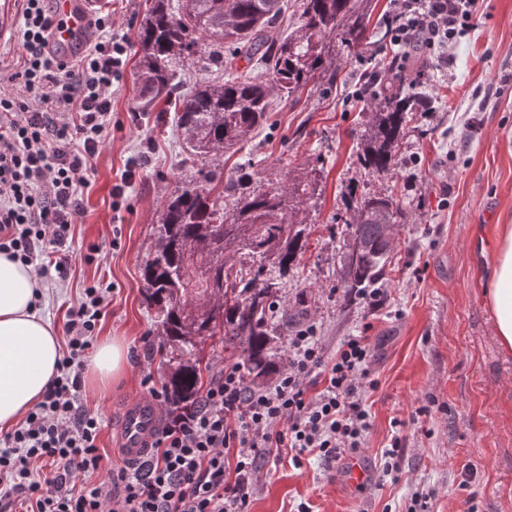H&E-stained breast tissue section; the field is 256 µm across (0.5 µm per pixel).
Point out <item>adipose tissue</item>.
I'll return each instance as SVG.
<instances>
[{"mask_svg": "<svg viewBox=\"0 0 512 512\" xmlns=\"http://www.w3.org/2000/svg\"><path fill=\"white\" fill-rule=\"evenodd\" d=\"M40 275L34 265L0 252V431L13 428L41 401L62 358L60 338L50 320L36 308ZM501 348L512 351V225H501L496 265L486 290ZM127 347L103 339L90 357V382L106 389L124 371Z\"/></svg>", "mask_w": 512, "mask_h": 512, "instance_id": "ef3b65f1", "label": "adipose tissue"}]
</instances>
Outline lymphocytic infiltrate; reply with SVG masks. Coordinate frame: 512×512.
<instances>
[{
  "instance_id": "1",
  "label": "lymphocytic infiltrate",
  "mask_w": 512,
  "mask_h": 512,
  "mask_svg": "<svg viewBox=\"0 0 512 512\" xmlns=\"http://www.w3.org/2000/svg\"><path fill=\"white\" fill-rule=\"evenodd\" d=\"M20 90L0 96V251L65 279L71 227L82 211L92 161L112 130V81L127 55L104 18L79 60H59L45 0H23ZM398 71L419 82L448 69L447 49L469 27L478 0H393ZM109 291L84 288L67 311L66 351L41 402L0 441V512H244L259 454L291 447L340 459L371 430L365 393L374 388L368 337L327 354L315 325L288 338V367L275 384L251 388L225 365L196 407L169 414L150 457L108 483L76 487L98 473L101 419L80 400L83 359ZM234 450L235 479L225 481Z\"/></svg>"
}]
</instances>
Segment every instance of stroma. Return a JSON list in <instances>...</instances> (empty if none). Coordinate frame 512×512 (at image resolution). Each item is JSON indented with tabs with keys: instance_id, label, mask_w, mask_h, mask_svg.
Returning a JSON list of instances; mask_svg holds the SVG:
<instances>
[{
	"instance_id": "stroma-1",
	"label": "stroma",
	"mask_w": 512,
	"mask_h": 512,
	"mask_svg": "<svg viewBox=\"0 0 512 512\" xmlns=\"http://www.w3.org/2000/svg\"><path fill=\"white\" fill-rule=\"evenodd\" d=\"M153 0H104L114 37L128 41L124 68L112 83V133L102 146L82 213L67 250L68 276L44 291L43 312L63 330L82 289L111 287L99 336L123 341L128 368L105 394L83 383L84 406L98 414L102 465L123 468L114 443L126 402L160 384L164 366L154 313L143 300L141 263L154 246L153 226L164 200L187 180L182 138L158 130L159 115L137 109L135 32ZM21 0H0L11 19L0 36V93L15 89L24 50L17 37ZM447 76L433 74L420 91L440 107L418 113L415 131L389 173L356 161L363 130L356 97L364 71L378 60L364 48L341 49L335 75L313 80L297 100L276 101L269 126L253 132L224 160L236 176L255 161L268 178L290 166L299 178L319 169L318 194L303 216L308 247L288 271L276 338V363L286 368L288 338L315 324L327 353L349 336H368L367 390L372 428L357 455L367 475L349 481L343 461L278 449L262 456L249 493V512H407L415 495L428 512H512V353L495 336L485 289L499 225L512 224V0H480L473 26L453 43ZM134 178L115 196L126 170ZM393 194L407 217L380 280L385 306L369 309L344 298L347 220L361 195ZM400 438V471H383L391 438Z\"/></svg>"
}]
</instances>
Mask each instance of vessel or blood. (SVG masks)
Wrapping results in <instances>:
<instances>
[{
    "label": "vessel or blood",
    "instance_id": "obj_1",
    "mask_svg": "<svg viewBox=\"0 0 512 512\" xmlns=\"http://www.w3.org/2000/svg\"><path fill=\"white\" fill-rule=\"evenodd\" d=\"M96 0H54L53 11L61 20L53 39L60 44H73L90 29ZM160 426V409L151 399H139L126 404L117 428L118 446L127 464L134 465L150 450Z\"/></svg>",
    "mask_w": 512,
    "mask_h": 512
}]
</instances>
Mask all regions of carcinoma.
I'll return each instance as SVG.
<instances>
[{"label": "carcinoma", "instance_id": "1", "mask_svg": "<svg viewBox=\"0 0 512 512\" xmlns=\"http://www.w3.org/2000/svg\"><path fill=\"white\" fill-rule=\"evenodd\" d=\"M155 0L139 24L141 112L159 104L173 112L186 160L196 167L187 184L163 204L155 248L141 268L144 295L162 329L163 389L180 411L194 406L208 374L201 345L224 332V350L238 356L246 376L260 383L275 372L272 334L278 324L282 277L308 246L299 214L317 192V172L303 180L268 179L248 165L224 179L219 153L237 151L269 119L271 98H296L329 73L335 42L369 44L371 0H298L299 25L274 38L269 29L285 0ZM207 41L204 70L214 74L187 94L174 93L180 63ZM246 66L238 67V61ZM365 100L359 164L377 174L396 165L413 113L432 101L414 92L393 67ZM403 217L393 195L363 196L346 221L350 240L344 288L358 295L383 274L392 226Z\"/></svg>", "mask_w": 512, "mask_h": 512}]
</instances>
